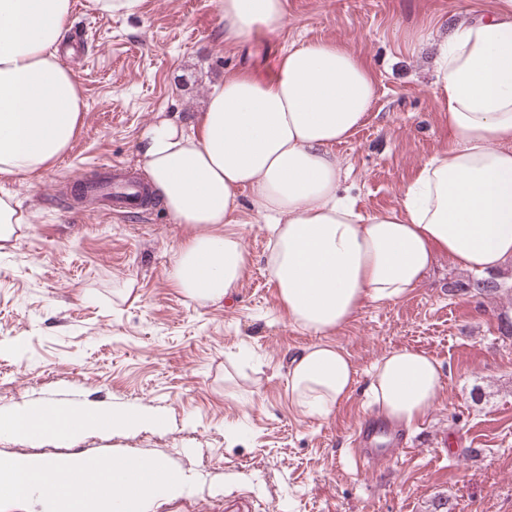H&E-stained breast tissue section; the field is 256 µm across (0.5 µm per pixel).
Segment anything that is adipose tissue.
I'll list each match as a JSON object with an SVG mask.
<instances>
[{
	"mask_svg": "<svg viewBox=\"0 0 512 512\" xmlns=\"http://www.w3.org/2000/svg\"><path fill=\"white\" fill-rule=\"evenodd\" d=\"M454 26L438 43L436 91L450 139L418 168L399 207L365 212L341 192L337 144L365 121L377 97L373 69L333 42L284 51L267 78L243 70L213 86L197 124L157 113L140 146L149 185L186 236L169 277L190 300L224 302L247 264L230 231L242 197L267 224L266 267L289 323L314 335L294 356V405L330 417L357 384L347 352L330 335L367 302L405 298L448 254L460 269L492 273L512 263V0ZM73 0H0V177L28 179L68 151L87 103L58 46ZM224 41L278 35L285 0H221ZM444 388L441 365L414 350L389 352L367 392L388 422L415 424ZM146 410L61 408L46 425L40 407L0 415V434L45 428L86 432L160 425ZM80 460L0 461V497L38 499L42 512H147L182 492L162 460L105 457L78 487L62 486ZM109 479L104 492L99 478Z\"/></svg>",
	"mask_w": 512,
	"mask_h": 512,
	"instance_id": "1",
	"label": "adipose tissue"
}]
</instances>
